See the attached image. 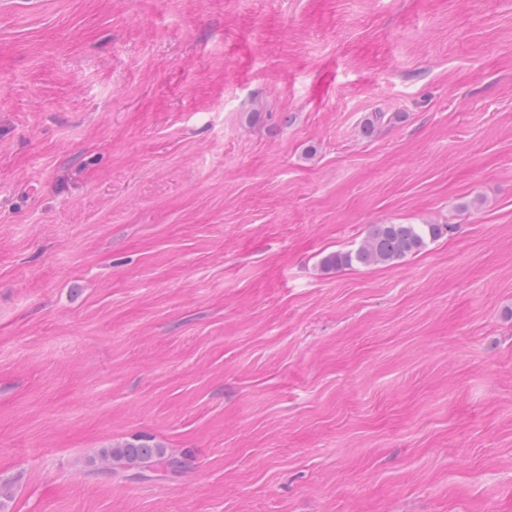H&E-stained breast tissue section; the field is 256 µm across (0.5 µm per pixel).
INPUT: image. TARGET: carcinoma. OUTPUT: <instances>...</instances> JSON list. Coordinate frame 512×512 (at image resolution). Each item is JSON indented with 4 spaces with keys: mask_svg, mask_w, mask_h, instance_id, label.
Wrapping results in <instances>:
<instances>
[{
    "mask_svg": "<svg viewBox=\"0 0 512 512\" xmlns=\"http://www.w3.org/2000/svg\"><path fill=\"white\" fill-rule=\"evenodd\" d=\"M448 230L447 224H373L357 248L331 252L322 258L321 266L338 270L353 265L395 264L421 252ZM96 462L109 471L133 470L137 477L153 471L178 475L186 467L184 459L142 439L111 444L100 450Z\"/></svg>",
    "mask_w": 512,
    "mask_h": 512,
    "instance_id": "1",
    "label": "carcinoma"
}]
</instances>
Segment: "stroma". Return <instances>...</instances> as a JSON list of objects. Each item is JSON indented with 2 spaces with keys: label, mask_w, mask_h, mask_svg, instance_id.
Segmentation results:
<instances>
[{
  "label": "stroma",
  "mask_w": 512,
  "mask_h": 512,
  "mask_svg": "<svg viewBox=\"0 0 512 512\" xmlns=\"http://www.w3.org/2000/svg\"><path fill=\"white\" fill-rule=\"evenodd\" d=\"M373 224L453 230L321 268ZM136 437L187 468L93 465ZM0 477L512 512V0H0Z\"/></svg>",
  "instance_id": "35a3bbf8"
}]
</instances>
